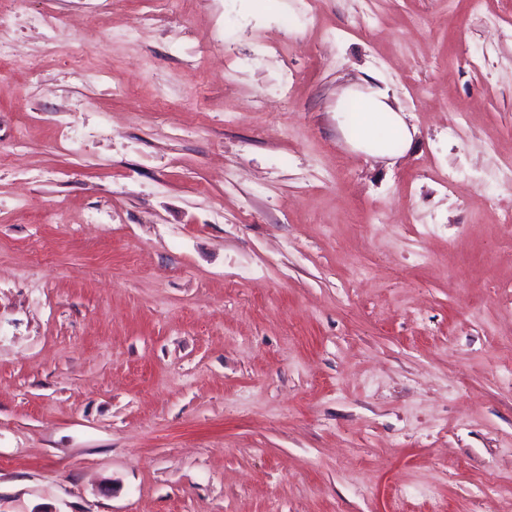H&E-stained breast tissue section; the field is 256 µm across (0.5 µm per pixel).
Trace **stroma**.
Segmentation results:
<instances>
[{"instance_id": "1", "label": "stroma", "mask_w": 512, "mask_h": 512, "mask_svg": "<svg viewBox=\"0 0 512 512\" xmlns=\"http://www.w3.org/2000/svg\"><path fill=\"white\" fill-rule=\"evenodd\" d=\"M0 51V512H512V0H0ZM388 98L386 90L368 87L349 92L338 106L337 113L350 142L371 155H398L410 144V139L403 141L405 123ZM393 140L400 146L398 152L390 150Z\"/></svg>"}]
</instances>
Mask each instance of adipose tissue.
I'll return each mask as SVG.
<instances>
[{
    "mask_svg": "<svg viewBox=\"0 0 512 512\" xmlns=\"http://www.w3.org/2000/svg\"><path fill=\"white\" fill-rule=\"evenodd\" d=\"M388 98L386 90L370 87L349 92L338 106L350 142L371 155L388 156L392 142L403 139L405 123Z\"/></svg>",
    "mask_w": 512,
    "mask_h": 512,
    "instance_id": "1",
    "label": "adipose tissue"
}]
</instances>
